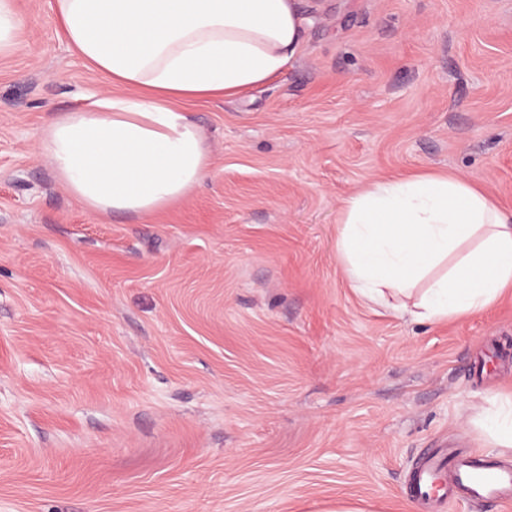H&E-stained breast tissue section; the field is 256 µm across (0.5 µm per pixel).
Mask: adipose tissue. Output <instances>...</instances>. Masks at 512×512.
<instances>
[{"mask_svg":"<svg viewBox=\"0 0 512 512\" xmlns=\"http://www.w3.org/2000/svg\"><path fill=\"white\" fill-rule=\"evenodd\" d=\"M298 0H55L69 46L107 89L52 117L38 139L92 213L144 216L189 195L210 163L188 102L265 84L302 45ZM350 286L398 318L440 323L512 291V217L467 179L426 171L375 179L342 209ZM487 447L512 453V393L486 399Z\"/></svg>","mask_w":512,"mask_h":512,"instance_id":"adipose-tissue-1","label":"adipose tissue"}]
</instances>
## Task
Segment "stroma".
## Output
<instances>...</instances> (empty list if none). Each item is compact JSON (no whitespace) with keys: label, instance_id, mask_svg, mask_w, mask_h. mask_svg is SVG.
I'll return each instance as SVG.
<instances>
[{"label":"stroma","instance_id":"1","mask_svg":"<svg viewBox=\"0 0 512 512\" xmlns=\"http://www.w3.org/2000/svg\"><path fill=\"white\" fill-rule=\"evenodd\" d=\"M55 0L0 59V512H497L410 497L419 455L483 451L512 390V294L410 322L336 240L367 181L433 170L512 211V0H299L297 58L196 104L186 198L94 215L36 143L100 77ZM484 402L488 406H481L475 420L481 437L487 447L512 453V391L510 394L497 391Z\"/></svg>","mask_w":512,"mask_h":512}]
</instances>
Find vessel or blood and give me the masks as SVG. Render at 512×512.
Masks as SVG:
<instances>
[{"mask_svg":"<svg viewBox=\"0 0 512 512\" xmlns=\"http://www.w3.org/2000/svg\"><path fill=\"white\" fill-rule=\"evenodd\" d=\"M446 469L451 472L449 495L488 504L512 502V467L498 465L478 453L461 455L441 450L430 452L414 470L410 484L413 497L425 496L429 484Z\"/></svg>","mask_w":512,"mask_h":512,"instance_id":"obj_1","label":"vessel or blood"}]
</instances>
